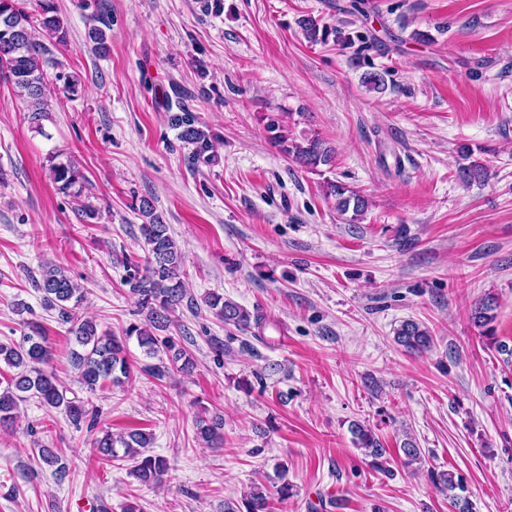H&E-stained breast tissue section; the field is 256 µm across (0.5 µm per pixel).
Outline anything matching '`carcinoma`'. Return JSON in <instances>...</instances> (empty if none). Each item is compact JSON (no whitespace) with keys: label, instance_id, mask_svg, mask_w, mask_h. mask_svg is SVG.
<instances>
[{"label":"carcinoma","instance_id":"1","mask_svg":"<svg viewBox=\"0 0 512 512\" xmlns=\"http://www.w3.org/2000/svg\"><path fill=\"white\" fill-rule=\"evenodd\" d=\"M305 37L311 43H324L335 30L319 24L318 20L307 16L300 21ZM46 35L62 43L66 30L52 0H0V77L11 82L20 95L27 99L31 120L35 123L45 117V99L49 93L45 67L54 64L46 57L48 49L39 40ZM173 126L180 129V138L193 145L194 156L210 158L215 146L209 136L196 126L195 118L184 112L171 115ZM273 133L272 142L284 154L293 158L303 167L314 170L332 163L334 150L318 137L307 138L302 143L289 140L280 132L279 121L272 119L267 124ZM49 171L52 181L60 193L66 196L81 197L87 177L72 161L58 162L49 158ZM325 196L336 201V210L345 214L353 212L360 216L367 207V201L343 184L327 180ZM143 218L139 225L141 238L147 247L148 255L144 266H139L125 257L122 264L127 269L126 284L136 298L139 312L145 314V323L133 325L125 330V337L98 330L97 324L82 316L78 307L83 300V291L67 272L58 266L43 270L37 288L42 292L43 307L58 311L61 319L70 324L69 333L74 337L75 348L70 352V361L79 382L89 392L110 386H120L131 375L126 356V339L134 336L138 345L149 357L164 354L167 361L147 366L154 376L162 377L170 369L188 373L194 363L187 351L176 346L169 337L159 332L168 329L172 312L179 308L187 297L183 280L184 255L169 232V225L150 200L143 198L136 207ZM206 305L226 325L245 330L250 322L260 323L261 316H251L236 303L224 296L211 293L205 299ZM495 298L487 296L474 307L472 320L483 329V334L493 338L491 323L496 319ZM395 341L408 352H424L432 348L433 336L430 331L414 320L404 321L396 330ZM51 352L42 336L39 325L30 326V332L17 342H0V363L16 369L6 386H0V428L11 426L16 418L18 402L24 395L35 397L48 410H61L73 425L87 423V428L95 426L94 411L86 408L83 401L67 397V389L47 369ZM196 436L216 448L224 443V422L217 417L199 416L195 420ZM352 433L357 436L365 455L372 458V465L382 467L381 458L387 450L373 434L360 424H352ZM152 435L142 430L114 434L104 430L95 437L90 448V456L105 462L122 456L132 462L128 474L141 487H155L166 478L169 463L159 455H147L144 449L150 447ZM37 454L41 462L53 473L64 479L68 465L52 448H39ZM279 485L276 494L286 500L293 495L292 485L287 479V467L276 466ZM271 494L268 490L255 486L243 500V507L234 503L224 504V512H268Z\"/></svg>","mask_w":512,"mask_h":512}]
</instances>
